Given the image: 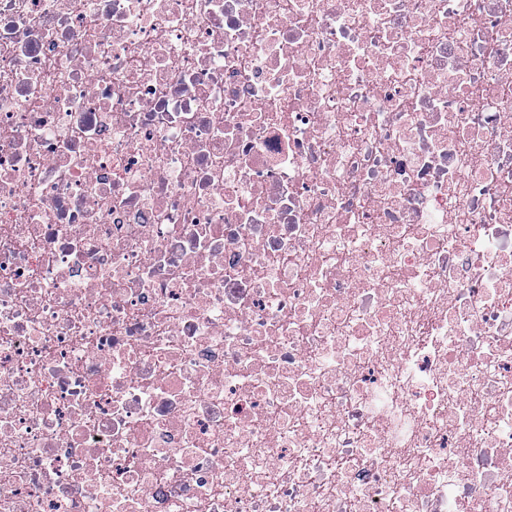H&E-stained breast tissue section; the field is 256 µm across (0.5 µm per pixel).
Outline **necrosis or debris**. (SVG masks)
<instances>
[{"mask_svg": "<svg viewBox=\"0 0 512 512\" xmlns=\"http://www.w3.org/2000/svg\"><path fill=\"white\" fill-rule=\"evenodd\" d=\"M512 512V0H0V512Z\"/></svg>", "mask_w": 512, "mask_h": 512, "instance_id": "obj_1", "label": "necrosis or debris"}]
</instances>
